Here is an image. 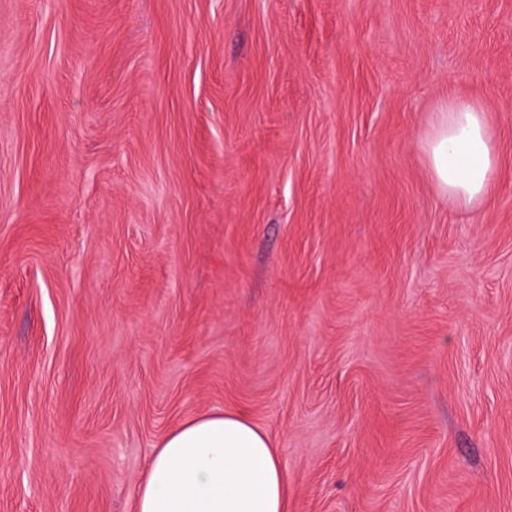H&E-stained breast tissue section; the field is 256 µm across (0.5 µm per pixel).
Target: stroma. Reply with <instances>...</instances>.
Wrapping results in <instances>:
<instances>
[{
	"label": "stroma",
	"instance_id": "stroma-1",
	"mask_svg": "<svg viewBox=\"0 0 512 512\" xmlns=\"http://www.w3.org/2000/svg\"><path fill=\"white\" fill-rule=\"evenodd\" d=\"M216 411L289 512H512V0H0V512H133ZM486 112L475 100L450 96L433 112L423 140L441 195L461 207L481 201L500 169Z\"/></svg>",
	"mask_w": 512,
	"mask_h": 512
}]
</instances>
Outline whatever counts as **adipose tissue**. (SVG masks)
<instances>
[{
	"label": "adipose tissue",
	"instance_id": "adipose-tissue-1",
	"mask_svg": "<svg viewBox=\"0 0 512 512\" xmlns=\"http://www.w3.org/2000/svg\"><path fill=\"white\" fill-rule=\"evenodd\" d=\"M423 150L441 195L461 207L481 201L500 169L486 110L471 99L438 105ZM134 512H288L287 468L247 417L198 415L165 436L135 492Z\"/></svg>",
	"mask_w": 512,
	"mask_h": 512
}]
</instances>
